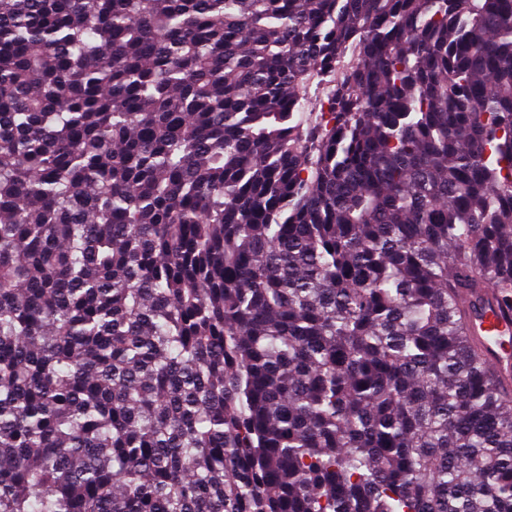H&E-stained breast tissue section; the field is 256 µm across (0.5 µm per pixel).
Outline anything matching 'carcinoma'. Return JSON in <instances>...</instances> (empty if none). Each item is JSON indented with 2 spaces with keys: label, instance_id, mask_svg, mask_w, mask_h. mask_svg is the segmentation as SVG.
<instances>
[{
  "label": "carcinoma",
  "instance_id": "obj_1",
  "mask_svg": "<svg viewBox=\"0 0 512 512\" xmlns=\"http://www.w3.org/2000/svg\"><path fill=\"white\" fill-rule=\"evenodd\" d=\"M512 0H0V512H512ZM497 313L489 312L482 320H476L470 326L471 335L478 338L484 345L490 368L498 373L507 375L509 359L505 355L506 337L512 335V310L504 308Z\"/></svg>",
  "mask_w": 512,
  "mask_h": 512
}]
</instances>
